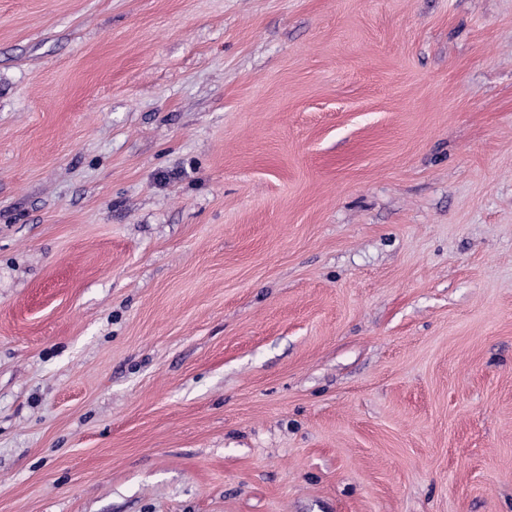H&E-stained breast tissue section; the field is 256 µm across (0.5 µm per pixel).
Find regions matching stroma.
I'll list each match as a JSON object with an SVG mask.
<instances>
[{
    "mask_svg": "<svg viewBox=\"0 0 512 512\" xmlns=\"http://www.w3.org/2000/svg\"><path fill=\"white\" fill-rule=\"evenodd\" d=\"M0 512H512V0H0Z\"/></svg>",
    "mask_w": 512,
    "mask_h": 512,
    "instance_id": "1",
    "label": "stroma"
}]
</instances>
